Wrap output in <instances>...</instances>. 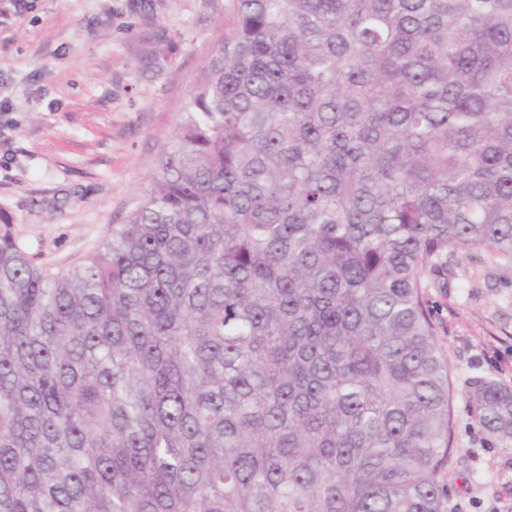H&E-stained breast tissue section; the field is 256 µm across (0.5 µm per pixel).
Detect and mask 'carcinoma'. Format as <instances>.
Masks as SVG:
<instances>
[{
    "instance_id": "obj_1",
    "label": "carcinoma",
    "mask_w": 512,
    "mask_h": 512,
    "mask_svg": "<svg viewBox=\"0 0 512 512\" xmlns=\"http://www.w3.org/2000/svg\"><path fill=\"white\" fill-rule=\"evenodd\" d=\"M512 260V0H232L137 207L0 233V512H447L424 301ZM476 423L512 447V386Z\"/></svg>"
}]
</instances>
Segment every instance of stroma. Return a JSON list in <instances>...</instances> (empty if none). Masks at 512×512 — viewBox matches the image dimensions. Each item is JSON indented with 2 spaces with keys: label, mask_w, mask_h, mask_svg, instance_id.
Masks as SVG:
<instances>
[{
  "label": "stroma",
  "mask_w": 512,
  "mask_h": 512,
  "mask_svg": "<svg viewBox=\"0 0 512 512\" xmlns=\"http://www.w3.org/2000/svg\"><path fill=\"white\" fill-rule=\"evenodd\" d=\"M0 0V221L52 271L81 263L148 184L231 0ZM425 300L455 388L448 512H512V447L475 423L470 389L512 385V263L458 253Z\"/></svg>",
  "instance_id": "1"
}]
</instances>
